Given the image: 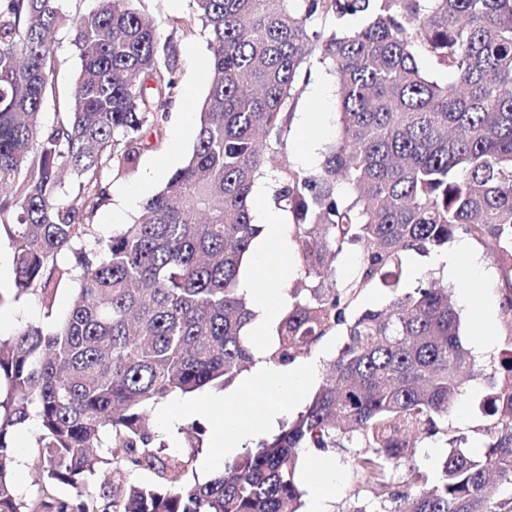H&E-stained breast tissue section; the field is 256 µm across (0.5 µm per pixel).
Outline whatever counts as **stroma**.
<instances>
[{"mask_svg": "<svg viewBox=\"0 0 512 512\" xmlns=\"http://www.w3.org/2000/svg\"><path fill=\"white\" fill-rule=\"evenodd\" d=\"M209 33L202 27L175 35L174 46L179 59L177 91L169 109L166 135L160 147L146 152L135 173L121 176L108 175L107 198L101 206L97 222L103 236H111L113 228L134 223L146 199L157 193L167 177L181 167L189 157L195 137L194 127L184 125L182 115L196 111L208 93L207 74L199 68L200 60L209 58ZM300 113H308L309 124L292 119L285 137L284 155L296 165L316 168L322 153L336 136L340 116L336 96V79L319 63H311L310 78L303 99L298 107ZM471 249L481 263L477 274V286L485 301L493 308L490 324L477 322L474 313L460 307L461 337L465 345H472L481 338H489L491 346L481 355H475V367L482 372L479 380L468 382L447 419L437 421L435 431L424 436L416 456L415 465H400L392 474L398 487L409 488L414 484L415 469L437 474L452 440L466 439L471 449H481L484 439L483 426L490 418L483 410V403L491 394L488 376H503L501 357L512 344V317L506 313L503 292L506 282L499 256L479 242H472ZM446 249H439L421 258L418 276H404L401 288L413 290L419 282L437 281L446 284L451 293H458L464 281L449 277L446 270ZM74 290L63 285L57 289L51 312H44L40 305L27 296L18 295L15 288L0 293V313L7 315V323L0 325V339L12 337L19 329L30 323H42L46 319H62L68 313ZM179 430L174 435L158 433L162 446L159 456H176L185 463V481H205L207 473L202 469L208 454L207 443L211 440V426L202 416H187L178 420ZM38 425H30L17 431L14 453L9 475L21 497L30 499L49 495L56 500L73 498L74 491L63 484H48L39 481L31 468L37 451ZM352 451L348 448H331L325 451L309 448L300 455L301 478L304 487H311L322 478L320 459H328L336 472V492L325 503L327 512H349L353 504L365 507L366 512H379L383 500L379 490L363 487L351 462Z\"/></svg>", "mask_w": 512, "mask_h": 512, "instance_id": "stroma-1", "label": "stroma"}]
</instances>
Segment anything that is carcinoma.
I'll list each match as a JSON object with an SVG mask.
<instances>
[{
  "mask_svg": "<svg viewBox=\"0 0 512 512\" xmlns=\"http://www.w3.org/2000/svg\"><path fill=\"white\" fill-rule=\"evenodd\" d=\"M59 2L0 0V229L15 287L49 309L76 283L63 319L0 341V512H92L93 477L121 491L119 512H302L301 451L358 439L354 469L386 494L381 512H512V348L508 381L488 398L485 451L453 448L437 479L394 490L391 471L413 460L475 364L446 288L353 312L369 288L398 290L407 252L457 234L498 253L512 281V0H193L178 23L207 29L211 56L192 152L107 239L95 222L105 175L135 172L162 144L178 56L143 0L74 15ZM63 28L81 68L44 124ZM313 60L336 77L340 125L309 171L285 161L283 135ZM260 178L302 256L270 360L291 363L338 332L345 342L278 435L186 483L181 459L152 451L145 411L227 387L251 360L255 312L238 278L260 232ZM350 248L360 265L340 283L336 259ZM67 251L81 259L60 262ZM32 419L36 473L73 487L75 502L17 495L12 437ZM118 462L156 483L125 482Z\"/></svg>",
  "mask_w": 512,
  "mask_h": 512,
  "instance_id": "1",
  "label": "carcinoma"
}]
</instances>
